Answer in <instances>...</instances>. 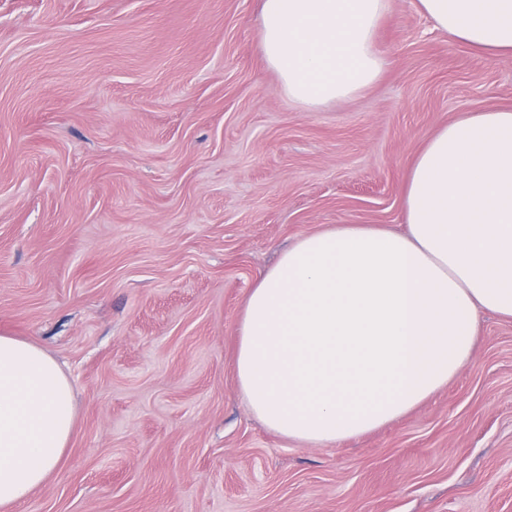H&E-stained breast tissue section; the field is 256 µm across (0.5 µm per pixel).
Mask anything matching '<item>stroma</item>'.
Returning <instances> with one entry per match:
<instances>
[{
	"label": "stroma",
	"instance_id": "stroma-1",
	"mask_svg": "<svg viewBox=\"0 0 512 512\" xmlns=\"http://www.w3.org/2000/svg\"><path fill=\"white\" fill-rule=\"evenodd\" d=\"M260 0H0V334L53 357L76 421L19 512H512V320L405 417L328 448L250 412L245 299L332 224L400 228L415 156L512 107V57L391 0L380 80L315 110Z\"/></svg>",
	"mask_w": 512,
	"mask_h": 512
}]
</instances>
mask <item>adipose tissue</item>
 <instances>
[{
    "label": "adipose tissue",
    "mask_w": 512,
    "mask_h": 512,
    "mask_svg": "<svg viewBox=\"0 0 512 512\" xmlns=\"http://www.w3.org/2000/svg\"><path fill=\"white\" fill-rule=\"evenodd\" d=\"M435 27L512 57V0H418ZM390 0H262L260 48L314 110L381 76ZM404 228L336 224L300 236L251 289L235 373L278 434L330 446L403 417L473 353L480 313L512 319V108L465 112L417 155ZM75 424L72 387L36 344L0 336V512L50 477Z\"/></svg>",
    "instance_id": "ef3b65f1"
}]
</instances>
